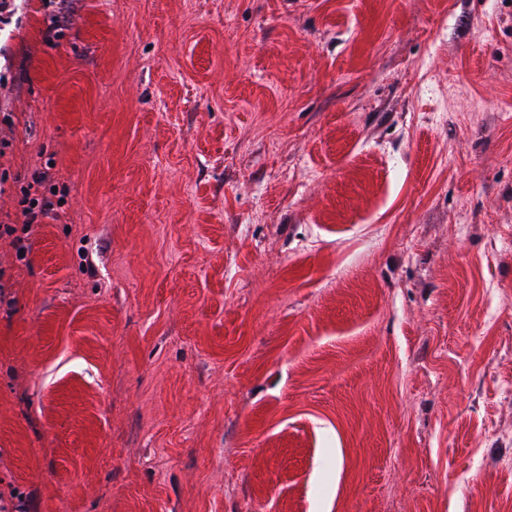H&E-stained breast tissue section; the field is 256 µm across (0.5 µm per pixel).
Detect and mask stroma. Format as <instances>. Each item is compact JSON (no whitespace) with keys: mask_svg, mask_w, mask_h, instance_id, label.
I'll return each mask as SVG.
<instances>
[{"mask_svg":"<svg viewBox=\"0 0 512 512\" xmlns=\"http://www.w3.org/2000/svg\"><path fill=\"white\" fill-rule=\"evenodd\" d=\"M65 1L0 16V491L512 512V0ZM22 203L24 216L22 224H27L26 227L29 224L40 223L41 219L48 214L50 203L38 192L27 193Z\"/></svg>","mask_w":512,"mask_h":512,"instance_id":"obj_1","label":"stroma"}]
</instances>
